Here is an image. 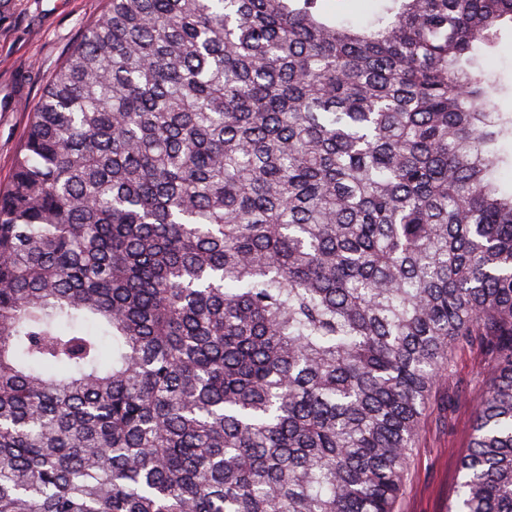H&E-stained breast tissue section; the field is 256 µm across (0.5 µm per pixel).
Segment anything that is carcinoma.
Segmentation results:
<instances>
[{
	"mask_svg": "<svg viewBox=\"0 0 512 512\" xmlns=\"http://www.w3.org/2000/svg\"><path fill=\"white\" fill-rule=\"evenodd\" d=\"M108 0L0 192V512H396L448 352V512H512V0ZM380 0H331L327 7L339 20L351 23L367 22L377 11ZM501 37L499 50L492 56H486L480 63L499 88L495 107L501 112H512V31H503ZM493 364L475 350L461 348L448 355L447 376L420 419L398 512H448L461 479L458 460L469 443L473 412Z\"/></svg>",
	"mask_w": 512,
	"mask_h": 512,
	"instance_id": "obj_1",
	"label": "carcinoma"
}]
</instances>
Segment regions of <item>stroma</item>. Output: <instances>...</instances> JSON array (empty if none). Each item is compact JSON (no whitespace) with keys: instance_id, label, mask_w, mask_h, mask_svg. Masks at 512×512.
<instances>
[{"instance_id":"stroma-1","label":"stroma","mask_w":512,"mask_h":512,"mask_svg":"<svg viewBox=\"0 0 512 512\" xmlns=\"http://www.w3.org/2000/svg\"><path fill=\"white\" fill-rule=\"evenodd\" d=\"M107 0H17L0 20V188L13 178L15 158L30 114L44 87L86 26L104 13ZM481 66L499 93L495 106L512 112V31ZM492 363L484 354L460 349L448 356V372L424 411L410 457L398 512H448L461 475L473 412L488 385Z\"/></svg>"}]
</instances>
